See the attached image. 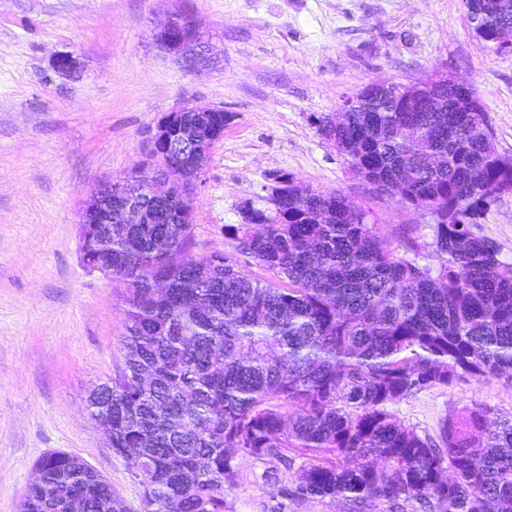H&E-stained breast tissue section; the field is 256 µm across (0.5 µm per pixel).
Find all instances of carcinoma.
Wrapping results in <instances>:
<instances>
[{
  "label": "carcinoma",
  "mask_w": 512,
  "mask_h": 512,
  "mask_svg": "<svg viewBox=\"0 0 512 512\" xmlns=\"http://www.w3.org/2000/svg\"><path fill=\"white\" fill-rule=\"evenodd\" d=\"M480 46L498 50L512 26L502 0H465ZM363 112L335 127L332 145L364 180L407 206L430 200L434 269L380 238L372 211L289 174L276 216L259 208L224 225L237 253L271 274L254 279L233 258L191 253L193 224H84L80 257L124 287L123 367L92 392L112 406L111 448H128L143 512H224L242 454H310L296 494L370 501L412 512H512V420L473 410L449 419L440 442L396 423L388 405L469 377L512 381V276L472 225L512 189L470 87L434 83L405 108L360 91ZM430 156L441 168L426 167ZM172 239L182 260L154 250ZM166 282L157 295L156 277ZM20 512H109L112 486L81 459L52 452Z\"/></svg>",
  "instance_id": "obj_1"
}]
</instances>
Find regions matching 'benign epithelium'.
<instances>
[{
  "label": "benign epithelium",
  "instance_id": "1",
  "mask_svg": "<svg viewBox=\"0 0 512 512\" xmlns=\"http://www.w3.org/2000/svg\"><path fill=\"white\" fill-rule=\"evenodd\" d=\"M159 45L195 68L209 60L210 45L204 35L184 14L174 12L157 34ZM451 81L448 74L437 72L427 78L409 82L376 83L374 87L386 96L409 95L417 85L435 81ZM214 107L183 106L159 121L150 141L151 160L157 162V172L150 179L126 181L115 178L100 185L81 212L82 221L100 215H117L123 224H151L157 217L160 202L175 204L185 199L192 190L193 175L202 160L210 156L214 145L224 136V126L212 123ZM191 112L193 117L180 120V113ZM176 173L184 181V190L167 191V176Z\"/></svg>",
  "mask_w": 512,
  "mask_h": 512
}]
</instances>
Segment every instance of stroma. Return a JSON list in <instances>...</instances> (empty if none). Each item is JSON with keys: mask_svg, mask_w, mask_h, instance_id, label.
Wrapping results in <instances>:
<instances>
[{"mask_svg": "<svg viewBox=\"0 0 512 512\" xmlns=\"http://www.w3.org/2000/svg\"><path fill=\"white\" fill-rule=\"evenodd\" d=\"M179 6L211 46L206 65L187 67L157 42ZM436 70L474 88L498 151L512 156V49H483L463 0H0V512H19L38 461L56 451L103 475L121 512H142L129 461L87 409L123 364L126 316L119 286L80 260L78 214L99 183L147 165L158 122L185 105L224 111L195 194L194 257L236 256L225 225L288 173L370 207L386 240L408 228L423 245L417 262L433 267L429 218L356 176L311 118L367 85ZM472 231L512 275V196ZM475 406L512 419V382L465 377L388 409L435 439ZM309 462L298 449L283 462L240 456L225 512H348L341 499L295 496Z\"/></svg>", "mask_w": 512, "mask_h": 512, "instance_id": "obj_1", "label": "stroma"}]
</instances>
